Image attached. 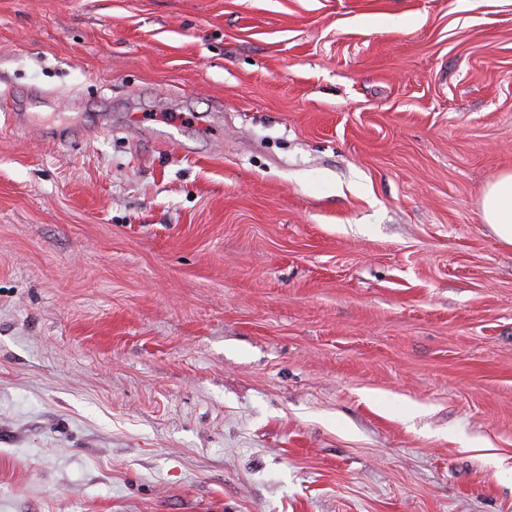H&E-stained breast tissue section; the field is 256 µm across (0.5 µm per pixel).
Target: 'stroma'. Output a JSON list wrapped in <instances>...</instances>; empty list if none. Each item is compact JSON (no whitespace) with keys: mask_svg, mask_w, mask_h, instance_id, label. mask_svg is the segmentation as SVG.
Instances as JSON below:
<instances>
[{"mask_svg":"<svg viewBox=\"0 0 512 512\" xmlns=\"http://www.w3.org/2000/svg\"><path fill=\"white\" fill-rule=\"evenodd\" d=\"M511 169L512 0H0V512H512ZM481 215L501 243L512 247V171L501 172L487 186Z\"/></svg>","mask_w":512,"mask_h":512,"instance_id":"1","label":"stroma"}]
</instances>
